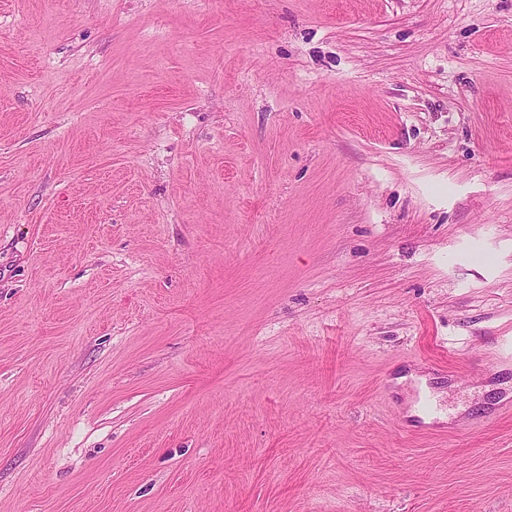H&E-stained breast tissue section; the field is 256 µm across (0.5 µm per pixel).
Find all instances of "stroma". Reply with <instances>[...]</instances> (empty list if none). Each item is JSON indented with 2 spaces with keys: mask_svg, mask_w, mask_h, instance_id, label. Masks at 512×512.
<instances>
[{
  "mask_svg": "<svg viewBox=\"0 0 512 512\" xmlns=\"http://www.w3.org/2000/svg\"><path fill=\"white\" fill-rule=\"evenodd\" d=\"M502 336L512 0H0V512H512Z\"/></svg>",
  "mask_w": 512,
  "mask_h": 512,
  "instance_id": "obj_1",
  "label": "stroma"
}]
</instances>
